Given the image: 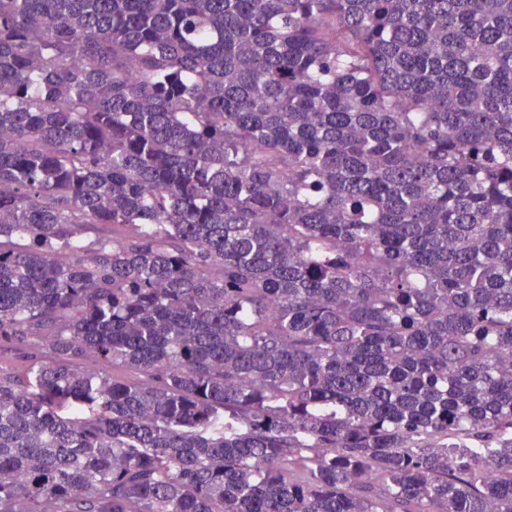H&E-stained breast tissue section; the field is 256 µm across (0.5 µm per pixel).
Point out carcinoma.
I'll list each match as a JSON object with an SVG mask.
<instances>
[{
    "mask_svg": "<svg viewBox=\"0 0 512 512\" xmlns=\"http://www.w3.org/2000/svg\"><path fill=\"white\" fill-rule=\"evenodd\" d=\"M5 350L0 512H512V0H0Z\"/></svg>",
    "mask_w": 512,
    "mask_h": 512,
    "instance_id": "1",
    "label": "carcinoma"
}]
</instances>
